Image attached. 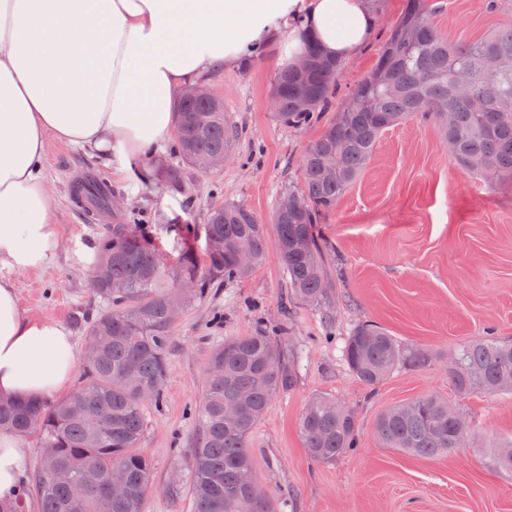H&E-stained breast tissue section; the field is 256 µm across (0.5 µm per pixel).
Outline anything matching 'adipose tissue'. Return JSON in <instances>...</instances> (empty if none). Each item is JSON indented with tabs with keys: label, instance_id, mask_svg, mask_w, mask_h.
Listing matches in <instances>:
<instances>
[{
	"label": "adipose tissue",
	"instance_id": "1",
	"mask_svg": "<svg viewBox=\"0 0 512 512\" xmlns=\"http://www.w3.org/2000/svg\"><path fill=\"white\" fill-rule=\"evenodd\" d=\"M377 21L370 0H0V397L53 399L77 365L70 331L28 315L11 280L60 245L49 139L101 153L121 175L152 171L181 88L283 29L282 66L312 40L349 59ZM28 453L0 432L1 497L17 491Z\"/></svg>",
	"mask_w": 512,
	"mask_h": 512
}]
</instances>
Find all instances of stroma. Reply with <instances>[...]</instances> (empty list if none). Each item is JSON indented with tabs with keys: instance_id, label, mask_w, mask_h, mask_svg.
Instances as JSON below:
<instances>
[{
	"instance_id": "stroma-1",
	"label": "stroma",
	"mask_w": 512,
	"mask_h": 512,
	"mask_svg": "<svg viewBox=\"0 0 512 512\" xmlns=\"http://www.w3.org/2000/svg\"><path fill=\"white\" fill-rule=\"evenodd\" d=\"M442 3L432 20L453 42L512 26V0L494 12L483 0ZM405 6L406 0H380L368 44L342 62L332 102L310 126H283L269 108L279 72L273 47L248 68L213 73L208 84L238 131L221 169L206 172L171 154L167 166L179 170V181L165 177L151 186L115 175L101 154L50 141L45 171L62 243L43 268L12 274L21 307L62 323L82 350L87 319L99 308L91 276L108 222L157 225L172 215L201 225L212 207L236 202L273 231L279 197L301 181L305 150L371 71ZM86 173L109 182L129 208L108 218L73 205L75 180ZM315 232L329 271L342 273L330 309L292 294L272 246L248 276L213 289L177 318L164 401L146 410L140 451L151 474L144 512H192L191 412L203 397L215 348L284 322L299 354L297 380L272 399L250 436L258 481L284 503L283 512H512V474L491 462L494 448L512 444V392L457 395L442 365L459 345L487 334L512 339V186L492 188L467 174L434 125L415 119L381 135L359 178ZM363 323L433 354L434 363L365 386L342 356L349 333ZM317 395L351 409L358 424L357 448L329 463L309 456L300 433L304 408ZM425 395L446 398L460 411L472 432L466 447L436 458L383 447L374 430L379 414Z\"/></svg>"
}]
</instances>
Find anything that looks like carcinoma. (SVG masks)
<instances>
[{"instance_id":"carcinoma-1","label":"carcinoma","mask_w":512,"mask_h":512,"mask_svg":"<svg viewBox=\"0 0 512 512\" xmlns=\"http://www.w3.org/2000/svg\"><path fill=\"white\" fill-rule=\"evenodd\" d=\"M438 9L431 0H407L374 68L306 150L301 184L287 191L293 207L274 212L276 248L292 294L305 303L326 309L333 302L325 250L313 225L352 186L387 128L422 114L441 131L463 170L495 184L512 182V27L481 40L452 43L432 22ZM307 55L305 74L284 69L272 88L273 115L288 127L311 123L341 70L339 61L323 56L313 43ZM301 89L307 97L303 106L298 104ZM174 123L176 152L198 168L214 153L229 156L237 137L222 104L180 97ZM177 231L184 246L165 259L138 225H107L98 261L110 267L111 282L91 279L101 308L87 332L100 341V350L86 366L85 379L57 401L0 400V431L39 432L38 512H143L150 463L139 448L145 408L163 401L173 328L170 307L186 308L220 284L242 278L268 249L264 226L235 202L217 205L208 214L205 239L219 238L224 245L206 249L205 264L190 243L194 227L179 224ZM301 238L309 242L306 253L294 247ZM243 247L252 254L247 268L238 263ZM287 330L284 324L272 335L260 327L224 341L213 352L195 416L193 512H274L270 497L253 494L249 438L272 398L296 381V352ZM454 357L448 378L457 393L512 390V342L487 337L460 346ZM344 360L360 381L374 386L399 369L428 363L429 357L385 328L364 324L345 341ZM244 394L239 421L225 422V403ZM455 415L448 400L427 395L388 408L375 428L385 447L432 458L463 447L468 427L458 430ZM300 428L317 461H334L357 447L354 412L330 397L318 395L308 402ZM57 470L69 471L85 485L82 499H73L66 486L52 479ZM116 470L125 477L118 496L111 491Z\"/></svg>"}]
</instances>
